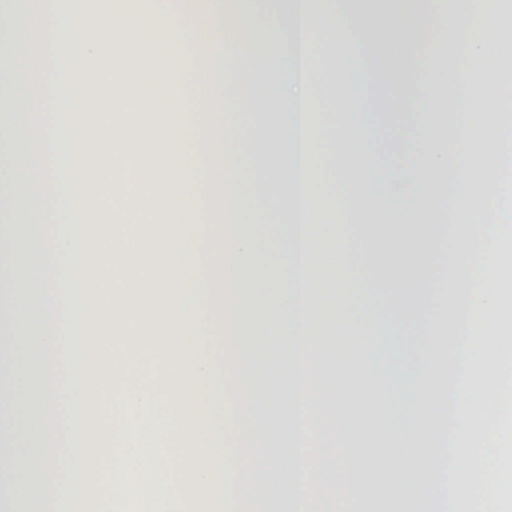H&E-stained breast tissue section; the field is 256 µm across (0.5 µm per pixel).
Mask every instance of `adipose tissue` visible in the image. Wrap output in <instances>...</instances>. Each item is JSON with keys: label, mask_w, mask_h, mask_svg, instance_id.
I'll list each match as a JSON object with an SVG mask.
<instances>
[{"label": "adipose tissue", "mask_w": 512, "mask_h": 512, "mask_svg": "<svg viewBox=\"0 0 512 512\" xmlns=\"http://www.w3.org/2000/svg\"><path fill=\"white\" fill-rule=\"evenodd\" d=\"M137 23L138 103L171 186L236 187L287 286L485 285L512 294V0H154ZM247 72L229 85L228 68ZM375 78L363 87L361 75ZM255 75L269 77L272 94ZM452 91V106L439 94ZM233 95L251 118L243 135ZM184 102L193 124L175 120ZM420 130L416 164L375 167L371 128ZM334 138L314 135V126ZM247 139L248 157L233 153Z\"/></svg>", "instance_id": "obj_1"}]
</instances>
